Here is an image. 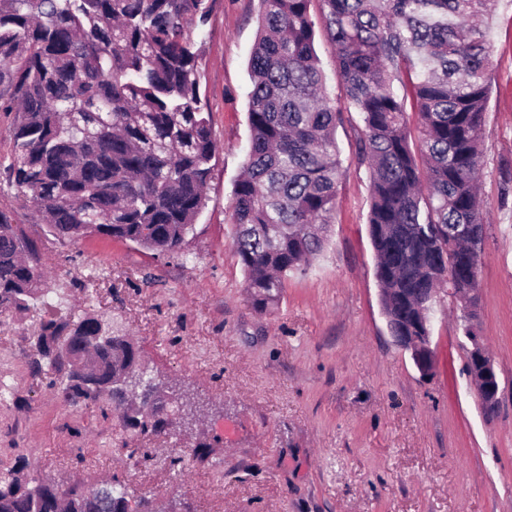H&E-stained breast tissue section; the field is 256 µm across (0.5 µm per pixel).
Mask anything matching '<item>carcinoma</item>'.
<instances>
[{
    "label": "carcinoma",
    "mask_w": 512,
    "mask_h": 512,
    "mask_svg": "<svg viewBox=\"0 0 512 512\" xmlns=\"http://www.w3.org/2000/svg\"><path fill=\"white\" fill-rule=\"evenodd\" d=\"M336 46L341 107L326 92L311 2ZM500 0H260L249 66V144L230 208L232 247L252 306L280 301L328 242L346 176L336 126L356 115L371 198L368 232L389 335L431 318L418 302L452 278L468 310L486 207L477 181L491 94L489 27ZM207 0H0V112L21 200L63 242L93 236L179 257L206 201L217 146L199 92L189 17ZM415 118L418 136L411 133ZM472 224L462 241L448 230ZM44 312L31 367L70 405L104 403L127 431H184L182 401L132 338L95 314L75 318L47 287L41 255L0 211V314ZM135 490L114 477L46 481L0 473V512H118Z\"/></svg>",
    "instance_id": "1"
}]
</instances>
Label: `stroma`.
I'll return each mask as SVG.
<instances>
[{
  "mask_svg": "<svg viewBox=\"0 0 512 512\" xmlns=\"http://www.w3.org/2000/svg\"><path fill=\"white\" fill-rule=\"evenodd\" d=\"M199 50L200 94L218 147L182 257L130 242L57 240L8 184L10 121L0 116V208L12 211L72 311L91 310L138 342L155 376L199 401V424L174 440L135 436L98 406L64 402L29 367L42 313L0 316V469L28 461L41 476L124 480L169 512H512V0L490 20L492 87L480 192L489 228L478 269L475 331L500 378L487 413L467 371L457 307H435V360L421 374L389 336L367 232L370 191L351 117L336 137L348 169L326 250L256 311L231 247L230 195L248 147L249 58L259 0H209ZM210 444L207 461L191 459ZM188 458L186 468L172 460Z\"/></svg>",
  "mask_w": 512,
  "mask_h": 512,
  "instance_id": "stroma-1",
  "label": "stroma"
}]
</instances>
